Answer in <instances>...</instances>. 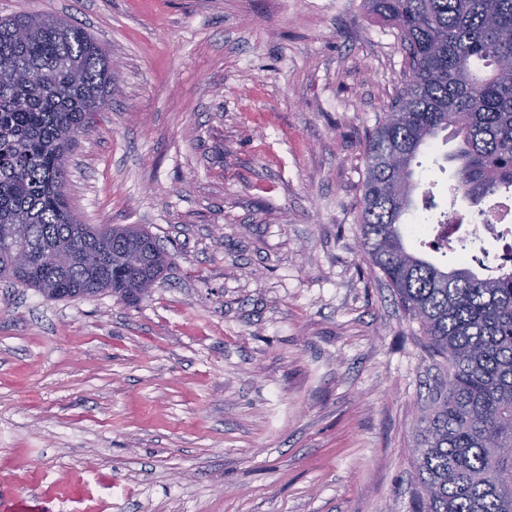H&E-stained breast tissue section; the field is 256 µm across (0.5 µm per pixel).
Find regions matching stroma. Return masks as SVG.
I'll use <instances>...</instances> for the list:
<instances>
[{
    "label": "stroma",
    "mask_w": 512,
    "mask_h": 512,
    "mask_svg": "<svg viewBox=\"0 0 512 512\" xmlns=\"http://www.w3.org/2000/svg\"><path fill=\"white\" fill-rule=\"evenodd\" d=\"M71 19L112 61L68 155L84 224L171 254L149 298L0 282V491L42 512H411L417 425L448 366L361 247L364 144L400 90L364 0H0ZM419 153L408 248L452 198Z\"/></svg>",
    "instance_id": "1"
}]
</instances>
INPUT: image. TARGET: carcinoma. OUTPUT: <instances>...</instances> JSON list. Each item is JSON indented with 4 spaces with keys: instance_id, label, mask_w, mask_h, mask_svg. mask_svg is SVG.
Here are the masks:
<instances>
[{
    "instance_id": "cac0c4a2",
    "label": "carcinoma",
    "mask_w": 512,
    "mask_h": 512,
    "mask_svg": "<svg viewBox=\"0 0 512 512\" xmlns=\"http://www.w3.org/2000/svg\"><path fill=\"white\" fill-rule=\"evenodd\" d=\"M397 29L403 87L364 157L362 244L425 348L448 363L416 458L413 512H512V248L497 272L445 271L409 251L402 217L413 162L438 133L461 138L452 194L512 191V0H365ZM112 86L83 28L43 13L0 20V281L49 300L107 293L136 304L171 256L139 225L82 224L65 193L67 153Z\"/></svg>"
}]
</instances>
